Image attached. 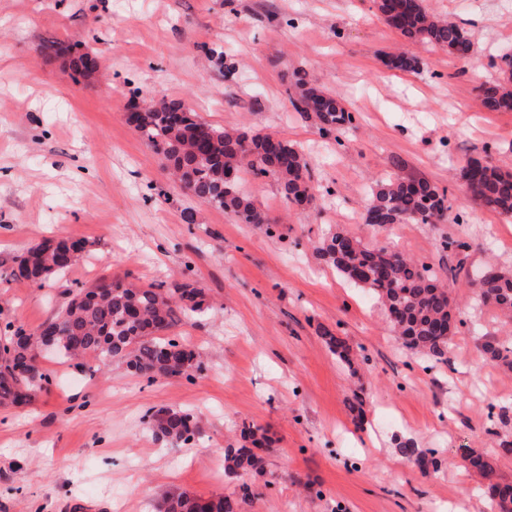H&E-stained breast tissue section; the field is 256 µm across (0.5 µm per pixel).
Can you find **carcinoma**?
<instances>
[{
  "label": "carcinoma",
  "instance_id": "cac0c4a2",
  "mask_svg": "<svg viewBox=\"0 0 512 512\" xmlns=\"http://www.w3.org/2000/svg\"><path fill=\"white\" fill-rule=\"evenodd\" d=\"M376 14L388 27L411 43L428 45L455 55L472 56L473 44L454 21L430 13L423 0H374ZM506 71L499 83L476 87L482 108L512 112V54L501 56ZM392 69L415 71L419 60L404 52L387 56ZM295 111L311 118L326 138L339 140L356 122L345 102L331 92L313 87L299 74ZM135 129L168 164L175 182L190 197L221 209L238 224H267V215L250 198L249 179L276 180L288 204L305 210L316 199L310 161L296 145L270 134L216 127L202 120L180 102L160 99L136 113ZM234 173L228 178V173ZM469 199L482 209L512 218V172L487 160L470 159L460 169ZM452 202L447 190L423 177L399 172L379 181L364 201L366 224H439L448 219ZM86 242L70 238H45L13 260L11 277L42 284L50 275H61L73 265ZM326 263L348 281L368 292L388 312L393 330L418 352L443 359L448 334L456 328L448 285L434 266L404 256L379 244H364L343 232L327 233L318 247ZM67 302L57 315L43 323L39 338L49 337L48 354L94 373L112 360L126 363L135 375L151 382L158 376L190 377L200 371V353L165 335L183 317L204 313L210 304L205 289L194 282L173 281L148 288H133L116 280L64 290ZM480 300L512 318V276L494 272L481 286ZM0 336V407L30 403L37 392L51 384L36 340L19 342L23 326L6 325ZM331 348L351 364L349 348L331 330L323 331ZM492 361L512 365V343L495 337L481 345ZM148 429L157 440L181 446L202 434L198 418L190 411L161 409L149 415ZM263 457L241 446L224 449V470L239 475L261 473ZM498 512H512V483L487 486ZM250 497L242 492L208 497L172 493L158 505V512H240Z\"/></svg>",
  "mask_w": 512,
  "mask_h": 512
}]
</instances>
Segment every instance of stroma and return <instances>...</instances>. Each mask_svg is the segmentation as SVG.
Here are the masks:
<instances>
[{
    "mask_svg": "<svg viewBox=\"0 0 512 512\" xmlns=\"http://www.w3.org/2000/svg\"><path fill=\"white\" fill-rule=\"evenodd\" d=\"M469 34L464 61L404 43L373 0H0V328L37 332L63 291L112 277L143 288L182 278L205 288L209 311L172 328L202 350L193 380L131 375L113 362L95 375L42 360L52 384L27 405L0 408V512H152L166 493L233 491L214 477L227 446L250 426L266 470L248 475L241 512H448L470 499L488 512L481 455L512 482V368L486 359V337L512 323L478 304V267L512 273V220L471 204L460 169L483 158L512 170V112L478 104L512 50L507 0H424ZM80 44L95 68L44 41ZM223 47L233 81L206 48ZM405 47L415 72L383 59ZM345 99L354 128L334 141L295 112V73ZM165 99L217 126H243L300 145L319 190L317 209L289 208L271 178L247 190L268 216L238 224L171 180L128 115ZM448 189L460 221L367 224L369 188L395 167ZM381 242L448 271L462 323L444 360L425 364L392 333L384 308L316 250L331 230ZM84 238L89 252L37 286L11 278L13 259L49 236ZM466 239L461 254L442 238ZM350 349L345 366L321 336ZM363 401L352 411V397ZM200 414L202 438L174 448L147 428L149 411ZM433 449L440 468L401 454Z\"/></svg>",
    "mask_w": 512,
    "mask_h": 512,
    "instance_id": "stroma-1",
    "label": "stroma"
}]
</instances>
